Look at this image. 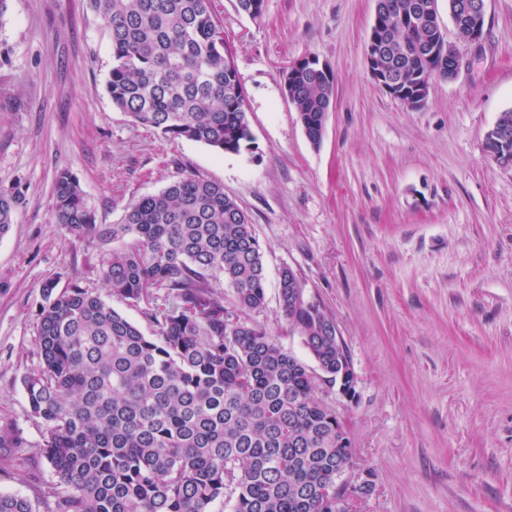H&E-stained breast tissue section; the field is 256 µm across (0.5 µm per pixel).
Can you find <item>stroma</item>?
<instances>
[{
	"instance_id": "stroma-1",
	"label": "stroma",
	"mask_w": 512,
	"mask_h": 512,
	"mask_svg": "<svg viewBox=\"0 0 512 512\" xmlns=\"http://www.w3.org/2000/svg\"><path fill=\"white\" fill-rule=\"evenodd\" d=\"M244 93L251 149L150 132L106 92L111 41L88 0H9L0 18V191L25 202L0 235V418L29 442L0 448V492L33 512L61 486L41 457L43 425L24 376L40 361L41 285L103 293L101 252L67 238L53 183L74 174L99 223L195 174L223 184L264 250L254 314L299 359L278 272L292 267L335 320L356 377L348 400L319 384L354 453L347 512H512V167L483 143L512 110V0H486L484 34L457 74L407 109L370 76L375 0H265L261 20L212 0ZM305 57L335 76L320 144L306 137L280 75Z\"/></svg>"
}]
</instances>
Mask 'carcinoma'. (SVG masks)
<instances>
[{
	"label": "carcinoma",
	"mask_w": 512,
	"mask_h": 512,
	"mask_svg": "<svg viewBox=\"0 0 512 512\" xmlns=\"http://www.w3.org/2000/svg\"><path fill=\"white\" fill-rule=\"evenodd\" d=\"M109 33L106 91L133 122L221 153L251 149L244 92L212 0H89ZM416 0H378L381 27L367 37L399 46L391 67L439 64L419 46L443 34L409 33L386 22ZM262 18L264 0H235ZM282 72L298 120L315 145L335 94L334 74L310 63ZM485 154L512 164V142L485 139ZM54 216L72 239L104 249L108 295L144 305L152 335L77 284H42L40 362L23 379L37 447L64 486L48 512H338L352 448L335 409L315 396L310 368L246 318L265 307L264 253L253 224L224 185L188 174L141 196L118 224L98 223L79 180L58 173ZM24 199L0 192V234ZM234 289L228 307L216 290ZM298 276L279 273L281 312L333 387L351 381L350 355L321 305L290 296ZM0 421V448H27ZM0 512H33L0 495Z\"/></svg>",
	"instance_id": "carcinoma-1"
}]
</instances>
